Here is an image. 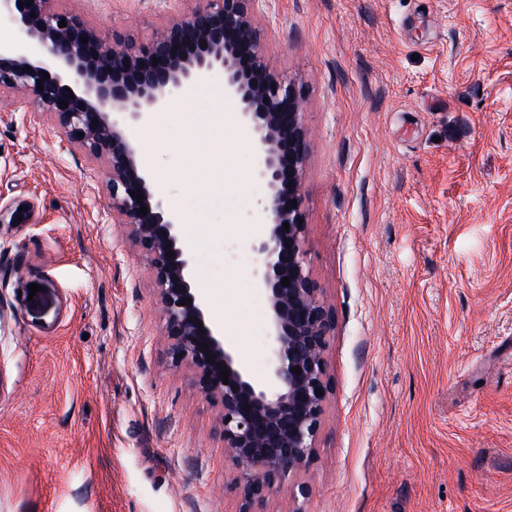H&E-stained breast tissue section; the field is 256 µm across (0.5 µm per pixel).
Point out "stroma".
Segmentation results:
<instances>
[{
    "mask_svg": "<svg viewBox=\"0 0 512 512\" xmlns=\"http://www.w3.org/2000/svg\"><path fill=\"white\" fill-rule=\"evenodd\" d=\"M59 5L144 41L189 8ZM256 9L270 66L304 90L306 266L335 317L310 492L275 491L271 512H512V0ZM236 111L216 70L132 133L153 195L188 218L208 318L261 380L265 188L250 134L222 128ZM106 181L51 115L0 97V206L34 204L0 231V512H237L216 410L163 358Z\"/></svg>",
    "mask_w": 512,
    "mask_h": 512,
    "instance_id": "obj_1",
    "label": "stroma"
}]
</instances>
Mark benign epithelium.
I'll list each match as a JSON object with an SVG mask.
<instances>
[{
    "label": "benign epithelium",
    "instance_id": "obj_1",
    "mask_svg": "<svg viewBox=\"0 0 512 512\" xmlns=\"http://www.w3.org/2000/svg\"><path fill=\"white\" fill-rule=\"evenodd\" d=\"M22 2L19 7L17 0H0V19L35 51L0 43V95L22 104L34 101L54 116L69 143L106 163L112 223L125 227L152 274L165 359L175 369L191 370L193 387L217 409L238 512H268L270 495L284 485L307 494L299 477L316 457L331 393L325 352L334 319L305 267L303 181L309 132L304 93L270 67L255 0H197L199 6L166 19L140 45L127 35L102 38L77 15L59 8L58 0ZM62 20L66 26L61 28ZM215 69L224 70V95L237 104L253 137L257 176L268 190L267 232L253 245V277L267 293L270 310L271 358L263 380L252 377L224 344L223 331L207 320L191 277V253L179 238V216L154 200L128 132L163 109L170 91L187 89ZM140 194L144 199L139 203ZM143 205L148 207L145 215L139 213ZM31 211L28 202L0 206V229L29 223ZM170 251L174 256H166ZM284 277L290 279L286 287ZM185 298L191 303L179 305ZM204 342L215 360H206ZM219 363L229 371L226 382ZM294 367L301 374L292 372Z\"/></svg>",
    "mask_w": 512,
    "mask_h": 512
}]
</instances>
